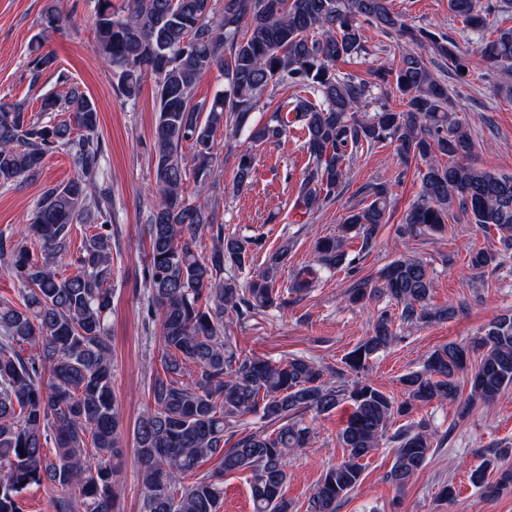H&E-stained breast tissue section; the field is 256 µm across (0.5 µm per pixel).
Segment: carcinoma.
<instances>
[{"mask_svg":"<svg viewBox=\"0 0 512 512\" xmlns=\"http://www.w3.org/2000/svg\"><path fill=\"white\" fill-rule=\"evenodd\" d=\"M127 14L112 0H96V48L112 68L119 93L139 95L154 79L158 116L154 131V196L145 223L150 242L144 266L146 317L159 320L163 372L150 383L151 401L135 429L136 455L144 487L143 512H220L226 474L250 473L254 512H291L285 497L286 458L306 447L312 431L305 412L329 414L345 402L351 411L339 433L344 459L321 476L306 512H337L360 484L361 461L378 447L391 419L433 401L456 404L459 415L475 401L490 403L512 391V312L498 315L471 344L450 342L429 356L422 371L401 378L406 398L397 400L361 380L373 355L394 340L392 317L376 320L372 331L345 358L351 386L332 385L324 369L303 358L286 363L244 356L224 339V315L243 318L280 308L274 279L288 258L286 245L271 253L265 268L240 283L225 268H246L259 246L217 229L206 256L196 238L215 217L201 198L205 180L221 166L215 139L221 127L247 133L251 146L236 157V185L251 182L253 146L278 140L298 125L311 167L303 175L297 205L312 212L347 187V167L363 147L397 143L401 163L422 161L420 190L400 227L403 235L445 230L455 212L495 229L512 249V175H496L467 163L474 147L448 83L431 65L468 76L470 53L443 33L407 22L392 0H128ZM463 31L478 36L475 54L502 73H512V28L485 37L495 6L481 0H448ZM402 45L396 65L371 76L386 81L405 101L394 109L374 96L378 83L344 74L339 61L367 53L365 31ZM33 82L55 68L56 58L38 53L30 62ZM216 69L224 89L208 103L192 102L199 79ZM291 84L305 95L277 108L269 120L252 124L269 86ZM40 116H28L21 102L0 101V186L39 175L45 157L63 151L75 175L48 189L24 230L12 240L0 236V264L19 282L21 300L0 298V512H23L19 495L30 485L50 484L59 494L52 512H114L115 479L121 457V417L112 388V194L102 168L103 147L96 103L77 88L40 96ZM70 112L73 122L44 116ZM190 147V154L183 152ZM202 180L197 197L185 196L187 172ZM371 202L348 213L340 234L317 242V263L299 268L289 288L304 293L324 271L349 266L345 250L354 234L369 248L393 206L388 183L368 189ZM100 225L69 256L73 224L89 212ZM500 253L474 249L468 265L477 272L500 265ZM71 268L61 274L59 263ZM375 288H355L350 302L384 295L406 324L448 319L458 309H429L434 281L416 259L387 265ZM480 361L470 375L471 394L461 400L459 376L471 356ZM195 374L192 384L183 376ZM258 414L274 430H259L225 447L236 419ZM434 433L420 421L393 436L397 449L386 480L402 488L427 465ZM54 452L46 454L45 449ZM507 456L495 451L470 470L469 480L490 492L512 487V465L494 469ZM217 470L185 485L211 460ZM496 475L490 481V474Z\"/></svg>","mask_w":512,"mask_h":512,"instance_id":"carcinoma-1","label":"carcinoma"}]
</instances>
